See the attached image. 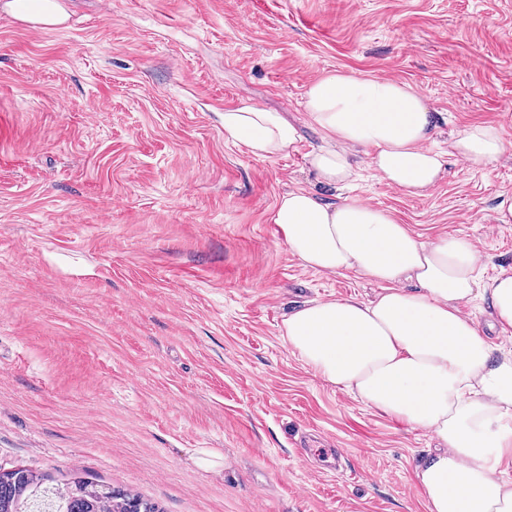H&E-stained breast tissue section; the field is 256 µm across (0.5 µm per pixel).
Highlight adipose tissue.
<instances>
[{"label":"adipose tissue","instance_id":"adipose-tissue-1","mask_svg":"<svg viewBox=\"0 0 512 512\" xmlns=\"http://www.w3.org/2000/svg\"><path fill=\"white\" fill-rule=\"evenodd\" d=\"M304 108L327 142L308 163L341 194L290 191L274 222L305 266L354 271L378 290L289 312L286 342L326 382L435 436L414 470L427 512H512V349H493L461 311L489 301L496 326L511 334L512 271L488 274L461 237L422 243L389 211L347 192L362 157L401 192L427 194L443 171L430 146L433 112L407 84L341 72L314 81ZM224 137L266 159L294 150L298 133L279 113L251 107L225 111ZM449 149L489 163L505 144L495 126L475 124Z\"/></svg>","mask_w":512,"mask_h":512}]
</instances>
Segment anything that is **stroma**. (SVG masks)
Returning a JSON list of instances; mask_svg holds the SVG:
<instances>
[{"label": "stroma", "mask_w": 512, "mask_h": 512, "mask_svg": "<svg viewBox=\"0 0 512 512\" xmlns=\"http://www.w3.org/2000/svg\"><path fill=\"white\" fill-rule=\"evenodd\" d=\"M37 28L0 0V470L72 472L163 512H426L429 432L317 375L284 340L312 300L371 298L305 266L273 222L319 185L303 103L336 71L413 87L447 156L411 197L352 192L431 243L512 268V0H59ZM280 113L294 150L252 157L226 110ZM497 125L488 165L449 134ZM215 454V464L198 463Z\"/></svg>", "instance_id": "obj_1"}]
</instances>
